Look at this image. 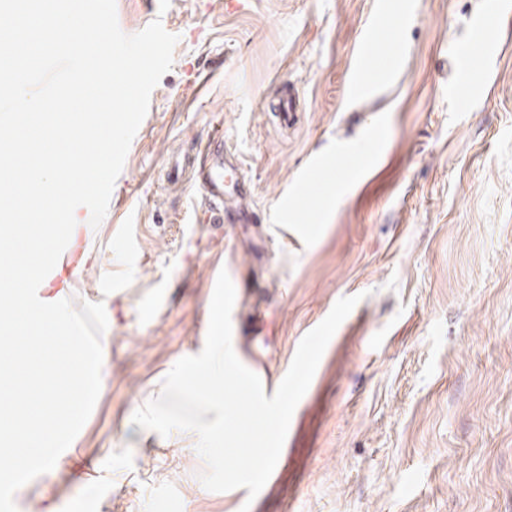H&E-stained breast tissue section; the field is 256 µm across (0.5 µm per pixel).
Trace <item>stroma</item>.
Instances as JSON below:
<instances>
[{
    "mask_svg": "<svg viewBox=\"0 0 512 512\" xmlns=\"http://www.w3.org/2000/svg\"><path fill=\"white\" fill-rule=\"evenodd\" d=\"M375 0H116L120 28L177 35L150 95L98 253L70 289L112 310L110 375L73 460L16 492L17 512H512V0H404L362 72L380 99L349 102L354 50ZM490 67L452 51L473 18ZM299 105L283 119L285 88ZM223 129L260 224H214L203 189L165 178ZM315 181L302 175L313 158ZM271 280L233 312L263 366L345 296L330 340L256 497L207 491L191 437L128 422L180 358L202 351L220 271Z\"/></svg>",
    "mask_w": 512,
    "mask_h": 512,
    "instance_id": "35a3bbf8",
    "label": "stroma"
}]
</instances>
